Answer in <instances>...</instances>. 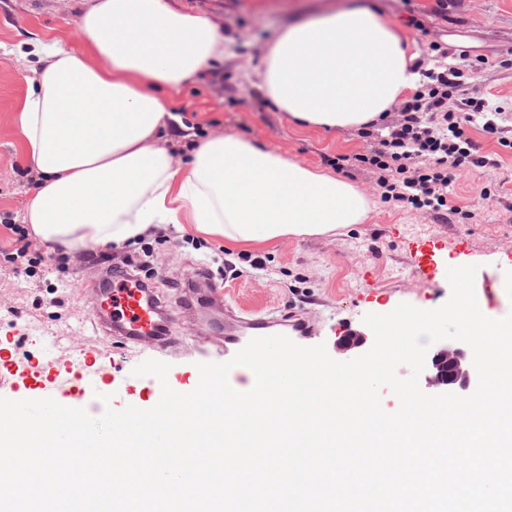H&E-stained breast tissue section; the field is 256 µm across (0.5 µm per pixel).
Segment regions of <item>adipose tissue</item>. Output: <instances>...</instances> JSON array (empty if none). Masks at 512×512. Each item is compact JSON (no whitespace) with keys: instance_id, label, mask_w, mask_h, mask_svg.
I'll use <instances>...</instances> for the list:
<instances>
[{"instance_id":"1","label":"adipose tissue","mask_w":512,"mask_h":512,"mask_svg":"<svg viewBox=\"0 0 512 512\" xmlns=\"http://www.w3.org/2000/svg\"><path fill=\"white\" fill-rule=\"evenodd\" d=\"M79 46L29 43L32 75L17 114L36 184L29 235L69 249L119 246L169 224L253 248L362 223L356 185L236 135L206 139L174 166L157 136L181 122L172 95L224 54L209 18L170 0H91ZM404 38L374 9L343 7L293 24L267 47L264 97L311 127L359 128L419 75Z\"/></svg>"}]
</instances>
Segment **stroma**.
Segmentation results:
<instances>
[{
    "label": "stroma",
    "instance_id": "stroma-1",
    "mask_svg": "<svg viewBox=\"0 0 512 512\" xmlns=\"http://www.w3.org/2000/svg\"><path fill=\"white\" fill-rule=\"evenodd\" d=\"M349 0H176L178 7L208 17L224 37V55L186 84L179 102L205 136L237 135L304 165L335 174L331 161L349 157L344 179L370 200L367 218L336 236L285 237L256 250L265 272L250 266L245 253L224 241L189 228L167 225L146 237V259L163 283V298L180 305L196 284L200 267L217 277L229 307L258 313L277 310L309 317L315 331L308 345L325 344L329 355L347 361L368 344L346 350L348 331L371 336L363 318L384 314L400 303L433 309L451 294L447 270L477 266V296L489 277L499 285V314L512 313V126L489 133L473 126L469 136L493 167L466 169L449 195L458 214L432 212L382 202L375 175L355 163L369 154L375 137L358 129L324 130L292 123L256 87V73L268 44L288 24L342 7ZM394 23L418 61H426L430 43L447 48V62L464 64V76L450 106L487 101L512 113V0H362ZM87 0H0V392L12 399H34L29 375L46 363L55 371L46 383L59 403L77 404L71 367L81 366L82 381L104 387L113 409L144 406L152 385L134 376L147 359L170 363L168 381L194 386L198 363L219 362L211 321L200 309L186 311L184 342L161 356L150 347L129 349L90 320L91 290L105 265L88 250L48 249L31 240L32 275L16 274L4 257L13 250L10 227L24 221L31 195L29 164L17 147L14 116L24 99L28 58L17 45L37 37L78 34V18ZM229 261L235 276L218 278L216 264ZM62 338L56 353L44 350L43 336ZM92 364H85V354Z\"/></svg>",
    "mask_w": 512,
    "mask_h": 512
}]
</instances>
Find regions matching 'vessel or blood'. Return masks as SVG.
Masks as SVG:
<instances>
[{
	"instance_id": "vessel-or-blood-1",
	"label": "vessel or blood",
	"mask_w": 512,
	"mask_h": 512,
	"mask_svg": "<svg viewBox=\"0 0 512 512\" xmlns=\"http://www.w3.org/2000/svg\"><path fill=\"white\" fill-rule=\"evenodd\" d=\"M92 324L116 335L129 347L152 343L170 353L180 348L179 316L157 295L154 286L124 274L103 281L93 296ZM311 325L277 312L252 317L229 313L224 318V356L232 358L252 338L283 334L309 336Z\"/></svg>"
}]
</instances>
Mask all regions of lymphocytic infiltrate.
Returning a JSON list of instances; mask_svg holds the SVG:
<instances>
[{"mask_svg":"<svg viewBox=\"0 0 512 512\" xmlns=\"http://www.w3.org/2000/svg\"><path fill=\"white\" fill-rule=\"evenodd\" d=\"M427 85L405 101L371 154L358 156L359 164L378 173L376 183L383 202L416 209L441 210L448 205L450 188L462 167L484 168L491 161L475 154L467 129L482 124L497 132L499 122L511 115L485 111L483 104L458 112L448 107V91L456 87L459 68L442 65L422 70Z\"/></svg>","mask_w":512,"mask_h":512,"instance_id":"obj_1","label":"lymphocytic infiltrate"}]
</instances>
